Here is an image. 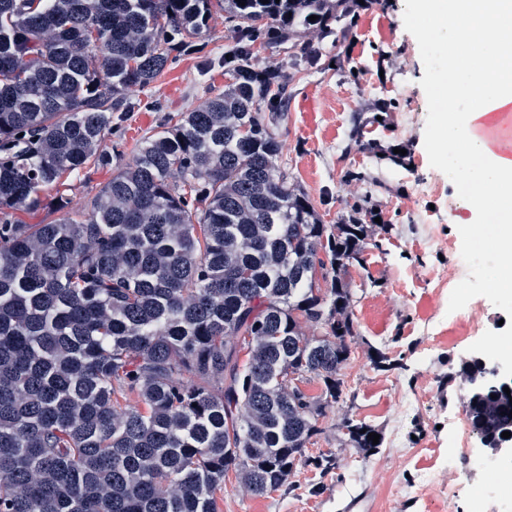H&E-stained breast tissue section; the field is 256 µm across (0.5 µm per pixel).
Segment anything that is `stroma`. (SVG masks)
<instances>
[{
    "instance_id": "35a3bbf8",
    "label": "stroma",
    "mask_w": 512,
    "mask_h": 512,
    "mask_svg": "<svg viewBox=\"0 0 512 512\" xmlns=\"http://www.w3.org/2000/svg\"><path fill=\"white\" fill-rule=\"evenodd\" d=\"M236 31L215 14L192 51L175 54L148 88H132L131 112L105 135L100 149L131 158L138 141L169 119L220 93L228 75L224 56ZM304 40L320 50L316 63L293 64L287 51L259 53L258 66L279 62L288 72L278 128V167L304 190L322 220L335 224L359 205L377 209L381 222L351 266L355 334L342 370L346 390L320 419L306 454H329L337 468L321 473L298 467L279 490L263 497L227 479L219 512H512V485L497 484L480 439L466 465L454 445L466 414L470 383L466 363L483 356L512 367L489 348L512 337V306L489 288L487 223L465 227L472 213L466 189L436 166L430 142L441 113L453 112L431 92L432 33H420L409 0H385L363 11L348 36ZM387 103L382 121L374 106ZM377 141L405 150L399 162L380 161L360 149ZM389 366L376 368L374 352ZM354 419L378 428L382 443L364 453L342 442L337 427Z\"/></svg>"
}]
</instances>
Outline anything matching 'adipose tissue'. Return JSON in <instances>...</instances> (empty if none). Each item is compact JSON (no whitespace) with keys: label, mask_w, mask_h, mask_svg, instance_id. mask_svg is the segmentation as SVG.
I'll return each mask as SVG.
<instances>
[{"label":"adipose tissue","mask_w":512,"mask_h":512,"mask_svg":"<svg viewBox=\"0 0 512 512\" xmlns=\"http://www.w3.org/2000/svg\"><path fill=\"white\" fill-rule=\"evenodd\" d=\"M411 10L451 45L439 94L467 105L438 124L434 156L439 165H456L474 212L495 215L493 260L500 275L493 292L512 304V147L479 133L495 114L512 112V0H411ZM492 189L497 198H489Z\"/></svg>","instance_id":"1"}]
</instances>
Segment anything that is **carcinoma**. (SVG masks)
I'll return each mask as SVG.
<instances>
[{"instance_id":"cac0c4a2","label":"carcinoma","mask_w":512,"mask_h":512,"mask_svg":"<svg viewBox=\"0 0 512 512\" xmlns=\"http://www.w3.org/2000/svg\"><path fill=\"white\" fill-rule=\"evenodd\" d=\"M218 11L237 29L224 91L141 141L84 205L58 204L50 224L16 218L110 164L98 148L127 91L158 80ZM347 15L345 0H0V512H217L228 470L265 496L311 461L344 395L346 274L373 210L323 224L288 182L287 85L254 48L313 63L300 28L326 37ZM466 372L479 385L468 418L492 445L512 432V403L480 361ZM290 375L320 381L311 405ZM341 430L378 448L372 425Z\"/></svg>"}]
</instances>
